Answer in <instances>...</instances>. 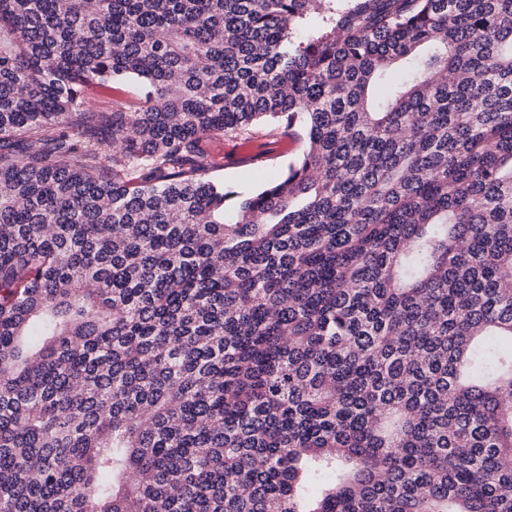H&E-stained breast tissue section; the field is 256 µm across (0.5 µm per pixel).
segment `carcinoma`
Returning <instances> with one entry per match:
<instances>
[{"mask_svg": "<svg viewBox=\"0 0 512 512\" xmlns=\"http://www.w3.org/2000/svg\"><path fill=\"white\" fill-rule=\"evenodd\" d=\"M0 512H512V0H0ZM112 97H124L133 101H139L140 89L136 82H109L105 87H93L87 91V99L94 107L104 101H110ZM292 138V136L288 138V135H282L277 138L255 136L248 141L230 137L213 140L207 144L211 161L215 165L212 175L240 191L248 192L258 189L299 154L300 142L295 140L291 146H288V139L291 143ZM247 149L268 153L269 157L264 165L254 167L237 166L228 162L241 150Z\"/></svg>", "mask_w": 512, "mask_h": 512, "instance_id": "1", "label": "carcinoma"}]
</instances>
